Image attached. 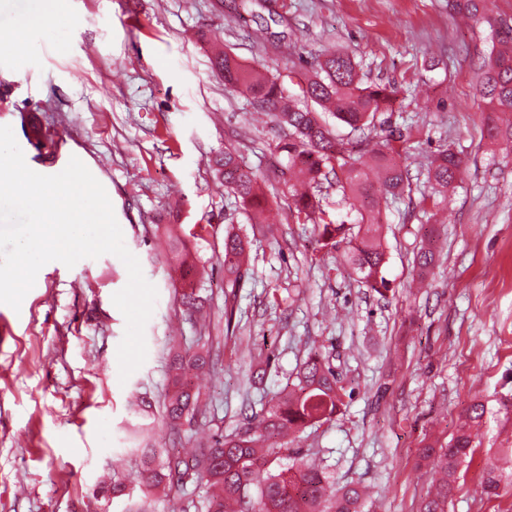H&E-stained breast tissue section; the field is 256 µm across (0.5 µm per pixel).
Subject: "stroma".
Here are the masks:
<instances>
[{
    "mask_svg": "<svg viewBox=\"0 0 512 512\" xmlns=\"http://www.w3.org/2000/svg\"><path fill=\"white\" fill-rule=\"evenodd\" d=\"M263 24L287 47H262ZM202 30L243 63L296 83L310 60L342 49L366 82L398 88L392 120L412 129V181L383 229L386 295L366 288L339 252L321 250L280 196L270 232L252 239L254 275L225 337L224 227L249 223L215 186L209 159L232 142L266 184L280 171L267 147L274 130L253 122L247 100L212 72ZM489 33L450 15L448 0H56L55 18L24 46L0 47V126L12 127L33 171L60 173L74 156L87 166L158 292L146 361L124 381L126 322L112 296L128 273L117 256L48 263L20 310L0 304V512H127V498L97 494L114 469L136 471L135 450L147 443L180 446L157 413L149 434L137 433L129 403L161 399L170 338L201 336L218 365L193 379L207 402L198 439L244 426L317 353L352 396L299 446L338 483L369 485V512H419L430 489L422 448L449 442L476 402L486 414L448 512H512V485L482 492L486 471L512 448V152L483 133L478 69ZM33 125L44 140L29 139ZM445 146L463 165L428 219L419 206L426 167ZM168 224L210 227L188 242L213 273L198 285L203 319L174 296ZM424 247L435 262L422 278L414 258ZM261 367L262 383L251 386Z\"/></svg>",
    "mask_w": 512,
    "mask_h": 512,
    "instance_id": "stroma-1",
    "label": "stroma"
}]
</instances>
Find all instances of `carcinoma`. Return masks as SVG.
Instances as JSON below:
<instances>
[{
    "label": "carcinoma",
    "instance_id": "cac0c4a2",
    "mask_svg": "<svg viewBox=\"0 0 512 512\" xmlns=\"http://www.w3.org/2000/svg\"><path fill=\"white\" fill-rule=\"evenodd\" d=\"M448 6L475 20L489 9V0H448ZM493 46L484 61L480 95L486 104L484 136L497 142L512 141V20L499 21L492 30ZM211 67L224 77V84L244 95L253 109L273 123L277 135L269 151L287 170L281 190H269L255 173L245 169L239 148L224 147L212 160L219 189L237 199L260 223L259 214L269 196H289L297 223L311 224L321 246L344 248V257L357 278L377 292L390 288L383 274L386 251L381 239L382 196L404 191L410 159V131L392 126L397 90L368 85L360 63L339 50L311 64L312 73L293 88L281 74H272L259 64L246 65L228 49L210 57ZM330 112L349 127L345 138L322 117ZM461 167V158L449 147L439 149L427 168L432 192L422 195L436 207L447 199ZM378 173L379 191H374L372 173ZM336 184L342 199L350 203L355 219L336 224L323 205L324 185ZM169 254L179 279L190 284L180 289L189 313L201 310L199 296L191 288L207 275L188 250L183 235L167 231ZM250 240L232 230L224 234V335L235 334L237 293L251 278ZM168 384L162 399L164 417L172 432L187 433L192 441L194 423L202 411L201 392L194 389L191 373L215 366L210 348L196 344L182 351L171 346ZM346 389L340 385L330 363L319 354L303 362L297 383L285 387L251 417L245 426L226 433L218 431L190 452L157 453L140 449L142 467L127 475L112 476V486L103 489L112 497L143 493L141 501L162 492L168 501H178V512H190L194 500L189 490H203L205 512H362L364 491L358 482L339 486L323 469L304 461L293 443L305 429L335 416L343 406ZM485 407L474 403L466 423L451 445H431L423 450L438 478L427 493L420 512H447L448 496L455 488L457 472L473 448L483 422ZM512 485V466L490 468L483 490L494 494L501 485Z\"/></svg>",
    "mask_w": 512,
    "mask_h": 512
}]
</instances>
